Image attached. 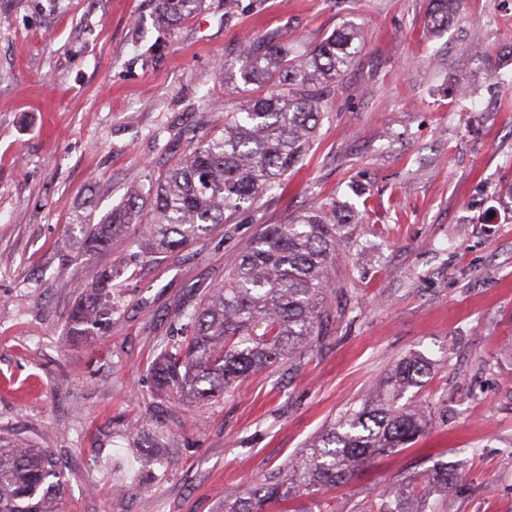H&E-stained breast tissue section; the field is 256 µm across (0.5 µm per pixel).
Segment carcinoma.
Here are the masks:
<instances>
[{
	"mask_svg": "<svg viewBox=\"0 0 512 512\" xmlns=\"http://www.w3.org/2000/svg\"><path fill=\"white\" fill-rule=\"evenodd\" d=\"M460 2L429 0L431 32L448 26ZM202 5L203 0H157L156 17L174 27ZM363 43L362 31L352 25L313 48L282 37L245 40L239 67L225 74L226 83L272 82L278 90L227 113L224 131L195 141L148 193L128 189L101 223L86 225L85 254L109 252L125 239L147 254L173 252L219 224L233 223L308 154L323 112L312 87L345 72ZM348 228L347 216H336L333 207L262 225L224 281L179 311L175 334L160 343L152 366L158 394L181 401L217 399L236 381L311 352L331 321L329 271ZM124 273L125 266L112 265L83 289L68 317L71 335L92 336L112 321L107 296ZM428 373L424 359L401 360L360 407L313 438L280 478L249 492H224V512H264L270 504L344 483L356 469L414 445L426 433L431 412L399 399ZM64 486L50 449L0 439V512H61ZM370 512H430V503L415 480L403 477L388 485Z\"/></svg>",
	"mask_w": 512,
	"mask_h": 512,
	"instance_id": "obj_1",
	"label": "carcinoma"
}]
</instances>
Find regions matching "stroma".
Masks as SVG:
<instances>
[{"label": "stroma", "mask_w": 512, "mask_h": 512, "mask_svg": "<svg viewBox=\"0 0 512 512\" xmlns=\"http://www.w3.org/2000/svg\"><path fill=\"white\" fill-rule=\"evenodd\" d=\"M427 0H205L170 31L153 0H0V437L51 449L64 512H222L267 482L409 354L404 398L435 416L415 445L297 512H368L405 475L447 465L437 512H512V0H463L432 34ZM365 34L324 89L318 137L282 189L191 246L129 258L110 328L68 315L113 253L98 223L254 94L224 83L249 36L315 46ZM351 226L331 273L334 321L304 359L223 398L158 396L150 369L184 305L221 281L259 225L311 205ZM164 447L140 463L143 445Z\"/></svg>", "instance_id": "obj_1"}]
</instances>
